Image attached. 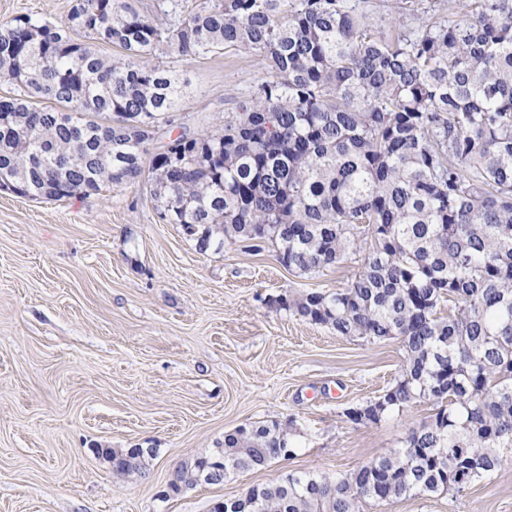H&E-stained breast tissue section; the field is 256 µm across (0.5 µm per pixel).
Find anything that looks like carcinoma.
<instances>
[{
  "label": "carcinoma",
  "mask_w": 512,
  "mask_h": 512,
  "mask_svg": "<svg viewBox=\"0 0 512 512\" xmlns=\"http://www.w3.org/2000/svg\"><path fill=\"white\" fill-rule=\"evenodd\" d=\"M414 31L365 22L368 0H200L178 19L137 0H73L67 21L0 29V188L59 201L150 181L160 218L299 275L372 250L331 293L278 305L336 335L401 339L386 406L435 413L403 446L332 477L290 473L227 512H363L457 498L512 447V0H441ZM119 49L104 55L97 46ZM248 50L264 78L224 118L158 144L188 83L163 57ZM153 147L149 167L143 154ZM448 314H443V307ZM288 426L224 434L225 476L274 462Z\"/></svg>",
  "instance_id": "cac0c4a2"
}]
</instances>
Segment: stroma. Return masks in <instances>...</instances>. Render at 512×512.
Masks as SVG:
<instances>
[{
  "instance_id": "obj_1",
  "label": "stroma",
  "mask_w": 512,
  "mask_h": 512,
  "mask_svg": "<svg viewBox=\"0 0 512 512\" xmlns=\"http://www.w3.org/2000/svg\"><path fill=\"white\" fill-rule=\"evenodd\" d=\"M71 0H0L54 24ZM174 66L191 93L177 122H223L263 71L246 51ZM365 252L312 275L273 249L199 252L159 219L147 181L87 198L0 191V512H211L215 502L292 472L333 475L398 448L429 421L419 400L379 422L349 421L401 376L400 338H343L282 309L277 297L333 292ZM290 426L294 457L219 485L171 493L176 468L217 455L250 422ZM153 449L142 472L112 474L103 449ZM458 501L401 497L365 512H512V447Z\"/></svg>"
}]
</instances>
